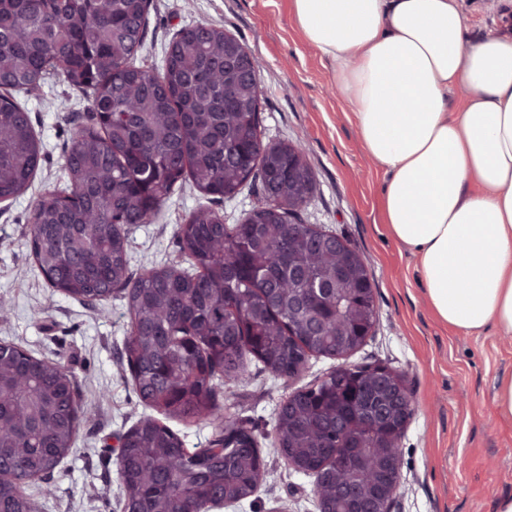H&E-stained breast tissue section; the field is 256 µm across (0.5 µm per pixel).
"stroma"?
I'll return each mask as SVG.
<instances>
[{
  "label": "stroma",
  "mask_w": 512,
  "mask_h": 512,
  "mask_svg": "<svg viewBox=\"0 0 512 512\" xmlns=\"http://www.w3.org/2000/svg\"><path fill=\"white\" fill-rule=\"evenodd\" d=\"M198 19L239 38L258 60L264 142L305 147L317 180L305 223L350 240L373 274L376 323L351 360L399 370L412 397L392 512H495L499 498L512 496V419L495 406L499 378L512 374V335L466 334L434 317L416 257L381 221L384 170L365 152L331 64L297 31L289 0H152L139 63L159 66L174 33ZM462 21L470 37L480 38L501 25L502 4L462 0ZM24 103L46 154L28 191L0 203V339L64 364L88 410L74 453L47 485L30 492L38 512H123L114 447L146 413L120 359L123 304L112 299L103 316L54 292L34 270L28 246L31 205L59 184L63 155L88 103L57 79ZM199 199L192 183H183L156 218L133 229L134 273L179 261L176 228ZM336 365L318 358L295 380L255 369L225 387L219 403L254 426L267 471L250 500L220 512H318L312 478L296 473L274 448V417L289 395Z\"/></svg>",
  "instance_id": "1"
}]
</instances>
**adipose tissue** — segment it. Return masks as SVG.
I'll return each mask as SVG.
<instances>
[{"mask_svg":"<svg viewBox=\"0 0 512 512\" xmlns=\"http://www.w3.org/2000/svg\"><path fill=\"white\" fill-rule=\"evenodd\" d=\"M290 4L388 174L383 221L418 255L439 320L512 335V24L473 42L459 0Z\"/></svg>","mask_w":512,"mask_h":512,"instance_id":"ef3b65f1","label":"adipose tissue"}]
</instances>
